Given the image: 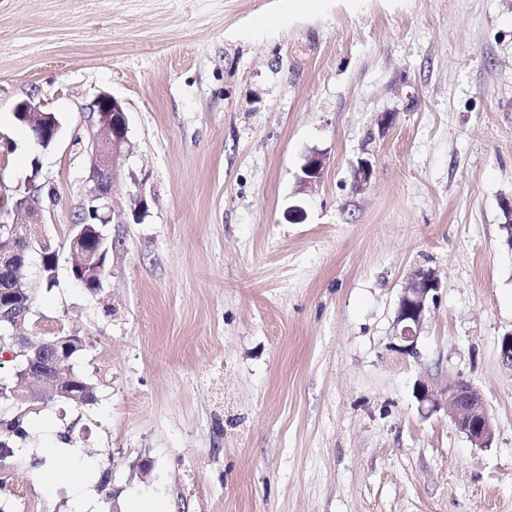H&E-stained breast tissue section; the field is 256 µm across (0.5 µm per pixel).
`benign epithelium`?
Returning <instances> with one entry per match:
<instances>
[{
  "mask_svg": "<svg viewBox=\"0 0 512 512\" xmlns=\"http://www.w3.org/2000/svg\"><path fill=\"white\" fill-rule=\"evenodd\" d=\"M95 115V132L89 145V173L85 199L95 201L100 210L99 221L109 222L107 211L112 209V182L120 160L130 149L126 111L120 101L103 94L92 108ZM15 115L35 128L36 142L47 146L56 141L60 124L46 111L41 103L30 98L19 102ZM328 166L327 155L318 150L308 153L298 177L299 191L314 189L322 181ZM15 212L20 220L8 226L9 243L0 247V264L25 262V251L39 249L42 260L56 264V249L41 230L42 208L40 188L28 187V194L16 201ZM103 237L98 242L73 225L69 236V251L74 256L72 267L75 275L94 277L102 281V270L98 266ZM439 278L430 268L413 271L408 284L400 294L394 318L397 349L403 354L416 352L426 313L439 290ZM27 290V283L17 280L15 287L8 289L9 295L0 301V324L12 326V332L0 335V347L6 346L11 356H19L15 371L16 385L9 389L13 404L26 407L54 394L78 399L80 395L66 390L72 371L69 360L72 354L83 347L81 337L74 334L60 336L47 346L28 336L17 333L24 323L30 306L17 305L14 299ZM415 396L422 414L430 416L441 410L451 415L456 429L464 434L472 445L488 448L492 445L496 427L480 390L471 382L457 378L443 386L426 380L417 383Z\"/></svg>",
  "mask_w": 512,
  "mask_h": 512,
  "instance_id": "7a95c632",
  "label": "benign epithelium"
}]
</instances>
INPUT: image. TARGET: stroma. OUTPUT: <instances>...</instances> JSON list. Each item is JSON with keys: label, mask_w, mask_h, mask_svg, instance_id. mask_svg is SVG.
<instances>
[{"label": "stroma", "mask_w": 512, "mask_h": 512, "mask_svg": "<svg viewBox=\"0 0 512 512\" xmlns=\"http://www.w3.org/2000/svg\"><path fill=\"white\" fill-rule=\"evenodd\" d=\"M103 93L131 148L93 293L67 245ZM29 98L60 121L49 149L14 117ZM313 150L329 167L302 193ZM31 181L60 259L48 288L30 254L19 332L82 336L98 400L30 419L0 471L8 512H76L34 461L61 441L112 468L120 495L87 481L91 512H512V0H0V224ZM418 268L440 289L404 355L393 321ZM458 377L491 447L419 409L418 380Z\"/></svg>", "instance_id": "1"}]
</instances>
